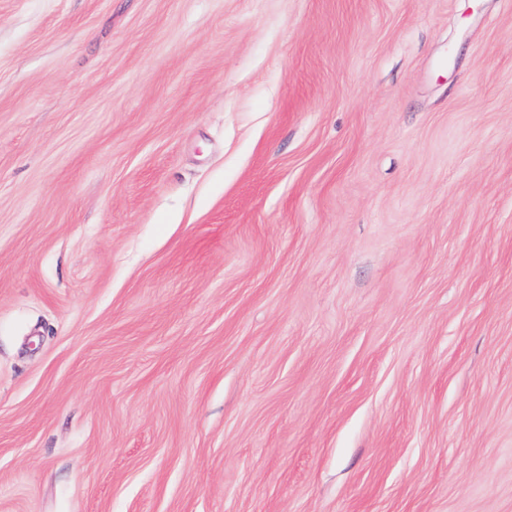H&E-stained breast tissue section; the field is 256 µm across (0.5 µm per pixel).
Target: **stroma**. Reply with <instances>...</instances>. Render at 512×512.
Masks as SVG:
<instances>
[{"instance_id": "1", "label": "stroma", "mask_w": 512, "mask_h": 512, "mask_svg": "<svg viewBox=\"0 0 512 512\" xmlns=\"http://www.w3.org/2000/svg\"><path fill=\"white\" fill-rule=\"evenodd\" d=\"M0 512H512V0H0Z\"/></svg>"}]
</instances>
